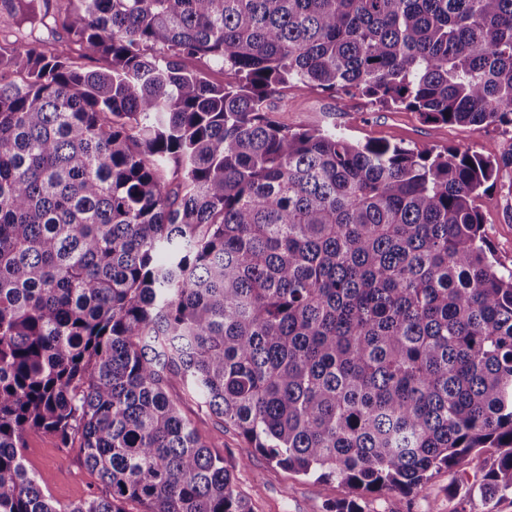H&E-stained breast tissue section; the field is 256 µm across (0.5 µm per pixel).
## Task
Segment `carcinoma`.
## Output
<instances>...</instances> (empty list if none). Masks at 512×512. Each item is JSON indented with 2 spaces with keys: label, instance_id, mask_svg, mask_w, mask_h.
<instances>
[{
  "label": "carcinoma",
  "instance_id": "obj_1",
  "mask_svg": "<svg viewBox=\"0 0 512 512\" xmlns=\"http://www.w3.org/2000/svg\"><path fill=\"white\" fill-rule=\"evenodd\" d=\"M11 2L46 25L48 0ZM53 20L101 66L0 42V512H253L185 400L345 486L327 512L478 448L496 460L470 491L512 495V267L475 205L512 156L270 117L291 86L512 127V0H68ZM30 432L79 440L104 491L54 502Z\"/></svg>",
  "mask_w": 512,
  "mask_h": 512
}]
</instances>
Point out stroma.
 Instances as JSON below:
<instances>
[{
  "label": "stroma",
  "mask_w": 512,
  "mask_h": 512,
  "mask_svg": "<svg viewBox=\"0 0 512 512\" xmlns=\"http://www.w3.org/2000/svg\"><path fill=\"white\" fill-rule=\"evenodd\" d=\"M285 108L272 117L289 127L336 124L344 133L361 141L386 140L424 149L468 148L482 151L493 146L497 155H512V129H476L466 125L426 122L419 113L388 109L352 94H330L319 90L279 92ZM483 227L496 258L512 264V173L503 172L476 202ZM182 412L199 432L223 453L233 468L234 482L255 505L256 512H326L328 503L345 498L347 489L335 481L314 479L285 471L247 448L233 429L198 411L194 403ZM28 469L41 475L53 500L67 505L101 492L96 475L84 465L78 444L63 446L58 438L40 432L28 433L23 450ZM364 512H512V497L484 501L467 487L457 485L453 472L432 475L421 492L400 497L395 494L359 495Z\"/></svg>",
  "instance_id": "1"
}]
</instances>
